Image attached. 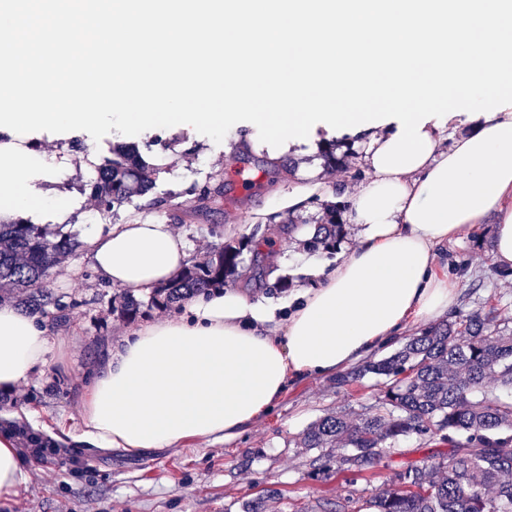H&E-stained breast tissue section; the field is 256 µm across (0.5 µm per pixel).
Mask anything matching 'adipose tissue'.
I'll list each match as a JSON object with an SVG mask.
<instances>
[{
	"mask_svg": "<svg viewBox=\"0 0 512 512\" xmlns=\"http://www.w3.org/2000/svg\"><path fill=\"white\" fill-rule=\"evenodd\" d=\"M432 151L408 172H374L352 198L356 242L286 315L234 288L192 300L184 316L133 330L99 359L85 392L80 441L88 449L146 454L192 438L234 437L266 412L289 379L331 374L385 345L411 321L448 314L453 284L435 270L437 250L492 224L496 263L512 268V108L468 124L426 123ZM449 146H442V139ZM42 175L46 189L32 184ZM45 157L23 140L0 146V216L64 211ZM110 284L158 287L187 262L184 240L163 222L115 225L90 240ZM36 318L0 306V389H11L48 354ZM23 459L0 435V499L26 482Z\"/></svg>",
	"mask_w": 512,
	"mask_h": 512,
	"instance_id": "ef3b65f1",
	"label": "adipose tissue"
}]
</instances>
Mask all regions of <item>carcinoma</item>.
Wrapping results in <instances>:
<instances>
[{
	"mask_svg": "<svg viewBox=\"0 0 512 512\" xmlns=\"http://www.w3.org/2000/svg\"><path fill=\"white\" fill-rule=\"evenodd\" d=\"M111 153L91 182L92 194L107 209L151 190L137 180V145L117 143ZM341 228L331 214L313 246L336 250ZM67 248V240L49 237L36 224H0V299L18 290L35 314H46L50 305L62 308L43 283ZM239 256L240 249L221 245L209 262L152 290L150 304H174L224 287ZM369 374L382 380L378 405L357 421L346 414L319 419L305 431L303 447L336 449L339 462L358 475L387 443L436 434L452 445L448 460L399 472L392 488L375 496L378 512H512V398L484 394L491 383L512 388V329L493 310L459 311L445 324L420 330L390 356L336 374V386L354 385Z\"/></svg>",
	"mask_w": 512,
	"mask_h": 512,
	"instance_id": "cac0c4a2",
	"label": "carcinoma"
}]
</instances>
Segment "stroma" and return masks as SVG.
<instances>
[{"label":"stroma","instance_id":"1","mask_svg":"<svg viewBox=\"0 0 512 512\" xmlns=\"http://www.w3.org/2000/svg\"><path fill=\"white\" fill-rule=\"evenodd\" d=\"M125 140L118 132L98 142L83 131L25 136L34 153L61 160L62 184L70 192L73 210L63 222L49 212L34 222L51 234L70 237L75 245L61 254L45 282L66 306L63 324L49 314L40 318L49 342L46 363L11 390H0V429L22 432L18 416L32 414L54 452L40 460L32 451H22L29 479L9 499L0 500V512H243L244 504L255 498L262 500L263 512H314L319 504L335 512L350 493L358 498L361 512H377L370 498L391 487L397 472L447 459L450 450L439 437L411 435L397 440L355 483H347L341 470L315 474L314 460L328 452L300 448L305 430L340 411L358 417L380 397L374 377L340 388L331 374L289 380L284 395L260 419L225 442L188 439L142 457L116 449L84 451L77 437L95 359L132 329L181 316L186 308L182 302L146 304L135 318L122 316L117 305L124 291L96 270L88 244L91 234L148 216L170 224L183 237L192 264L209 261L221 245L242 246L230 287L281 306L294 288L310 285L304 274L310 261L333 266L344 258L356 229L346 225L336 253L312 252L293 231L326 223L320 201L287 215L281 224L254 220V212L274 206L292 190L305 163L320 164L322 179L339 198L341 216L354 189L370 179L363 160L365 137L348 128L315 124L308 138L279 156L246 122L235 124L218 144L199 133L189 137L174 127L153 128L133 138L147 148L140 175L152 182V190L108 212L87 188L97 172L87 168L84 157H109L111 144ZM241 168L253 183L251 189L233 186L229 200L199 202L203 187L224 181L233 185ZM439 256L438 271L455 279V310L491 308L512 326V268L503 271L495 264L490 225L440 247Z\"/></svg>","mask_w":512,"mask_h":512}]
</instances>
